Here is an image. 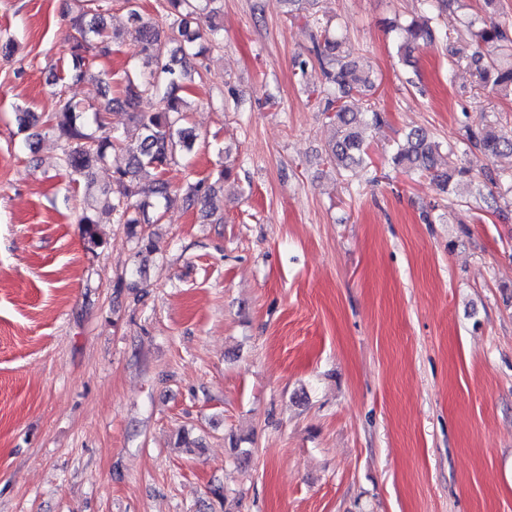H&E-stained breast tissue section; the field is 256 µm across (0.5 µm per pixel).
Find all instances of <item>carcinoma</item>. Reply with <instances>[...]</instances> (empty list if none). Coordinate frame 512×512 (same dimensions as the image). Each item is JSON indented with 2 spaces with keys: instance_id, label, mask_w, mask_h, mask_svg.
I'll list each match as a JSON object with an SVG mask.
<instances>
[{
  "instance_id": "cac0c4a2",
  "label": "carcinoma",
  "mask_w": 512,
  "mask_h": 512,
  "mask_svg": "<svg viewBox=\"0 0 512 512\" xmlns=\"http://www.w3.org/2000/svg\"><path fill=\"white\" fill-rule=\"evenodd\" d=\"M126 2L130 15L139 22L135 34L141 44V65L120 78L119 96H107L97 107L67 102L43 124L63 145L62 166L83 181L85 209L79 223L84 225L87 249L93 251L102 246L96 224L110 218L114 224L127 226L135 239V257L139 258L157 251L153 235L139 229V225L150 223L148 209L162 203L168 205L179 195L189 207L203 205L215 192L214 185L203 179L176 187L165 179V172L193 149L197 135L186 126L187 112L192 107L189 83L202 82L210 74L208 56L223 39V28L215 21L213 0H158L160 20L154 22L141 21L137 0ZM422 2L424 15L420 18L387 27L404 62L421 42L451 39L436 22L433 11L450 7L457 0ZM496 2L485 0L487 13L464 21L468 41L459 44L454 52L455 62L465 64L475 76L478 98L486 93L512 96V60L503 62L504 53L512 49V24L494 17ZM100 10L96 0H70L67 53L76 77L88 74L110 86L111 74L90 71L94 60L112 54L117 39L109 32ZM305 19L314 29L312 48L309 56L297 61V67L303 72L316 62L322 68L325 82L317 93L316 104L334 129L328 161L339 175L359 180L369 172L364 132L381 125L383 117L371 105L355 107L350 98L355 92L371 90L376 76L349 57L344 37L330 33V20L315 12ZM115 108L128 110L129 123L139 131L138 139L123 148L120 158L112 154L114 143L108 127V114ZM465 118L463 150L477 149L490 159L512 156V127L502 124L484 108L476 116L467 114ZM440 149L441 143L426 129L414 128L397 147L391 162L408 174L431 175L442 191L451 195L471 180V175L464 166L439 169ZM108 164L112 165V186L97 190L94 170ZM142 172L154 176L153 202L138 200ZM485 181L512 194V170L488 171Z\"/></svg>"
}]
</instances>
